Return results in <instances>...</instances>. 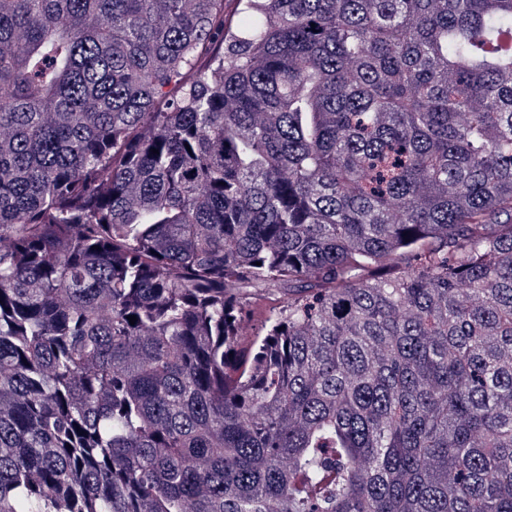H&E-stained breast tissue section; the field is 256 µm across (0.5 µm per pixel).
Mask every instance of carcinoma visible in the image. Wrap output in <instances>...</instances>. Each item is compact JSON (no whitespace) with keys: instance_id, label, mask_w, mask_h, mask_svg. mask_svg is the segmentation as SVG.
I'll return each mask as SVG.
<instances>
[{"instance_id":"obj_1","label":"carcinoma","mask_w":512,"mask_h":512,"mask_svg":"<svg viewBox=\"0 0 512 512\" xmlns=\"http://www.w3.org/2000/svg\"><path fill=\"white\" fill-rule=\"evenodd\" d=\"M244 2L0 0V512H512V0Z\"/></svg>"}]
</instances>
